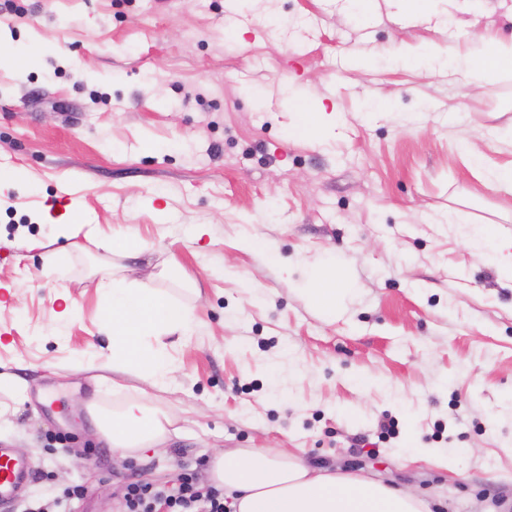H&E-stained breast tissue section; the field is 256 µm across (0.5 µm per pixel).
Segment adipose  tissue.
Listing matches in <instances>:
<instances>
[{"instance_id":"adipose-tissue-1","label":"adipose tissue","mask_w":512,"mask_h":512,"mask_svg":"<svg viewBox=\"0 0 512 512\" xmlns=\"http://www.w3.org/2000/svg\"><path fill=\"white\" fill-rule=\"evenodd\" d=\"M512 70V45L488 42L480 60L467 63L465 76L478 86L490 69ZM104 296L101 320L112 337V369L133 372L164 387L172 378L165 337L190 335L194 306L172 298L154 280L126 281L116 274L98 285ZM172 419L134 401L98 421L100 439L120 457L164 446ZM213 481L233 499L234 512H430L414 492L308 464L301 451L286 448L215 450Z\"/></svg>"}]
</instances>
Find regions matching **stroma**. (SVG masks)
Wrapping results in <instances>:
<instances>
[{
    "instance_id": "stroma-1",
    "label": "stroma",
    "mask_w": 512,
    "mask_h": 512,
    "mask_svg": "<svg viewBox=\"0 0 512 512\" xmlns=\"http://www.w3.org/2000/svg\"><path fill=\"white\" fill-rule=\"evenodd\" d=\"M432 9L0 0V171L20 174L0 185V372L28 389L15 410L0 394V441L35 465L19 512L76 483L73 512H117L131 479L169 486L191 470L207 485L217 447L300 448L431 512H512V279L474 245L490 224L512 247V194L470 158L512 162V72L466 90L428 56L446 40L468 60L511 41L512 0ZM321 104L334 130L318 144L298 127ZM50 205L78 208L92 235L59 237ZM104 240L158 243L141 278L167 253L181 264L182 283L158 285L199 325L167 337L166 388L107 367ZM56 250L60 282L43 273ZM318 267L345 276L336 315L311 300ZM61 289L77 308L60 324ZM140 398L176 432L163 452L118 458L86 403Z\"/></svg>"
}]
</instances>
